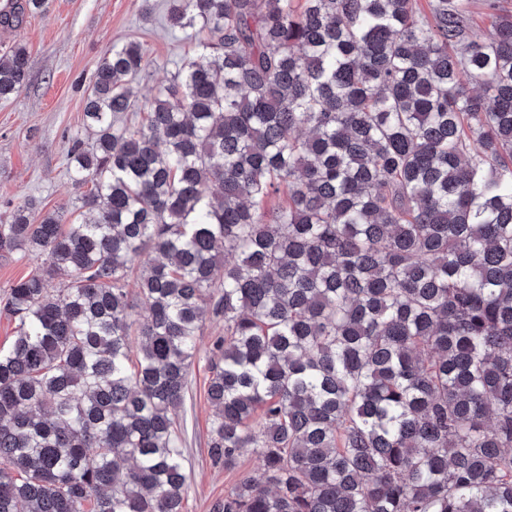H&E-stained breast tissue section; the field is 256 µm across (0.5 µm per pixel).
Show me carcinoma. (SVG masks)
I'll use <instances>...</instances> for the list:
<instances>
[{
	"mask_svg": "<svg viewBox=\"0 0 512 512\" xmlns=\"http://www.w3.org/2000/svg\"><path fill=\"white\" fill-rule=\"evenodd\" d=\"M427 6L171 0L208 38L132 127L143 49L102 58L91 218L0 212L40 260L0 308V512H184L208 313L210 460L261 469L214 512H512V12ZM27 80L17 45L0 100Z\"/></svg>",
	"mask_w": 512,
	"mask_h": 512,
	"instance_id": "carcinoma-1",
	"label": "carcinoma"
}]
</instances>
